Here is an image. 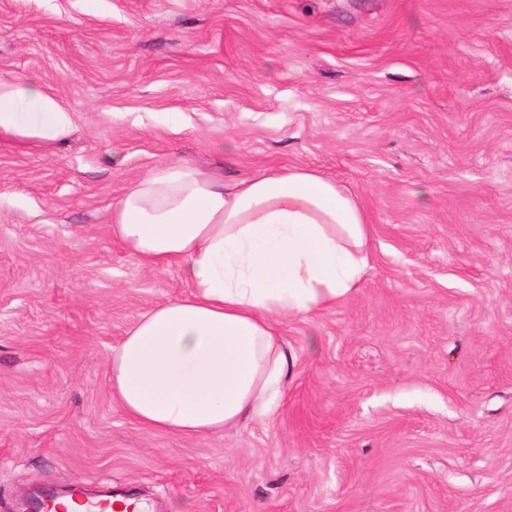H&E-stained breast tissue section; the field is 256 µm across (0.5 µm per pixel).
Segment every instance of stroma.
I'll use <instances>...</instances> for the list:
<instances>
[{"mask_svg": "<svg viewBox=\"0 0 512 512\" xmlns=\"http://www.w3.org/2000/svg\"><path fill=\"white\" fill-rule=\"evenodd\" d=\"M0 80L73 115L0 136V512L78 483L153 512H512V0H0ZM177 161L311 170L371 224L358 291L279 323L276 411L193 438L108 379L188 291L110 229Z\"/></svg>", "mask_w": 512, "mask_h": 512, "instance_id": "1", "label": "stroma"}]
</instances>
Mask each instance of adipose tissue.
Wrapping results in <instances>:
<instances>
[{"label":"adipose tissue","mask_w":512,"mask_h":512,"mask_svg":"<svg viewBox=\"0 0 512 512\" xmlns=\"http://www.w3.org/2000/svg\"><path fill=\"white\" fill-rule=\"evenodd\" d=\"M72 116L37 84L0 82V135L65 140ZM112 238L187 294L141 314L113 349L112 398L136 424L195 437L272 413L292 363L277 324L358 288L370 225L335 181L274 168L231 183L183 162L140 178Z\"/></svg>","instance_id":"obj_1"}]
</instances>
